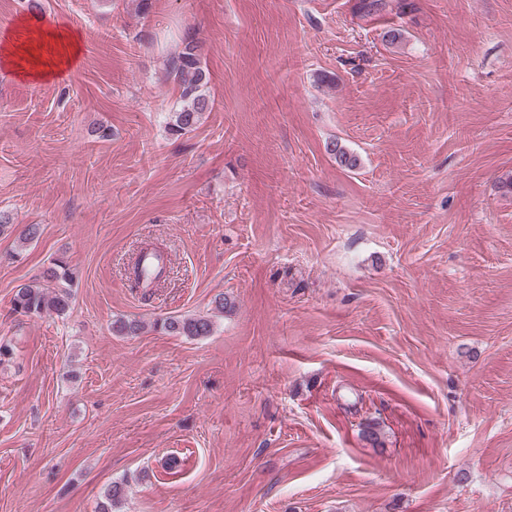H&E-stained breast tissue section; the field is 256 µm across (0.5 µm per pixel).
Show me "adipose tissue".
<instances>
[{
	"label": "adipose tissue",
	"instance_id": "1",
	"mask_svg": "<svg viewBox=\"0 0 512 512\" xmlns=\"http://www.w3.org/2000/svg\"><path fill=\"white\" fill-rule=\"evenodd\" d=\"M82 51L83 37L79 31L25 16L0 41V67L23 80L48 82L73 68Z\"/></svg>",
	"mask_w": 512,
	"mask_h": 512
}]
</instances>
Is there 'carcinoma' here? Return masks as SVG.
<instances>
[{
    "mask_svg": "<svg viewBox=\"0 0 512 512\" xmlns=\"http://www.w3.org/2000/svg\"><path fill=\"white\" fill-rule=\"evenodd\" d=\"M388 7V0H359L357 13L362 18L381 14ZM169 72L174 76L182 101L181 108L174 113L169 125L173 135H185L195 130L202 114L212 106L209 95V74L198 52L196 38L188 33L182 41V50L172 56ZM328 151L334 155L341 166L354 169L358 158L349 153L339 142L328 145ZM17 234V241L25 245L41 234L38 224H27L18 228L10 218L0 214V235ZM150 249L141 250L133 264L134 287H148L161 277V272L149 273L143 269L142 261ZM44 285H24L16 290L12 298V312L23 317H39L54 313L65 315L71 302L73 272L62 258H56L42 273ZM160 329L178 336L201 338L211 335L213 322L200 315L166 317L155 323ZM144 329V324L136 319H120L113 324V330L123 336H136ZM126 496V485L113 482L107 489L104 501L100 502L96 512H121L120 507Z\"/></svg>",
    "mask_w": 512,
    "mask_h": 512,
    "instance_id": "cac0c4a2",
    "label": "carcinoma"
}]
</instances>
